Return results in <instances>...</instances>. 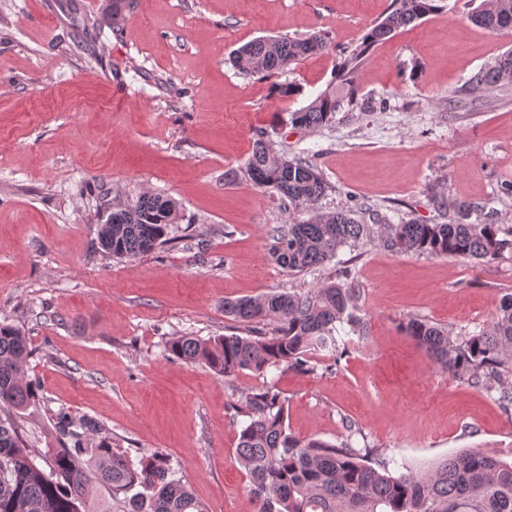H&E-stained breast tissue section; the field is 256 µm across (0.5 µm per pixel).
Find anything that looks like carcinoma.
Instances as JSON below:
<instances>
[{
  "label": "carcinoma",
  "instance_id": "1",
  "mask_svg": "<svg viewBox=\"0 0 512 512\" xmlns=\"http://www.w3.org/2000/svg\"><path fill=\"white\" fill-rule=\"evenodd\" d=\"M435 2L394 0L366 44L342 62L343 81L363 63L371 44L424 19ZM123 4L109 0L104 15L108 25H119ZM467 19L490 32L512 30V0H483ZM326 46L319 32L301 39L258 38L238 48L232 63L246 75L268 76ZM511 84L510 50L472 76L468 86L479 94ZM343 104L336 89H327L290 113V123L321 128ZM245 174L255 186L279 196L288 210L290 222L273 230L271 250L276 263L293 273L315 270L342 248L368 238L397 253L478 261L492 260L512 246V240L499 238L497 224L410 220L375 229L361 223L352 209L323 214L319 201L329 188L323 175L306 158L274 153L264 130L254 133ZM179 217L180 204L160 193L114 201L98 236L99 248L118 260L150 252L167 241L168 227ZM341 277L342 282L303 292L224 301V316L239 324L275 321L269 335L256 330L214 339L180 335L171 339L168 351L186 362H202L226 379L244 370H307L308 351H336L337 326L345 323L352 333H365L357 315L359 289L349 283L352 271L342 270ZM404 330L449 376L495 391L501 405L512 407V297L502 299L490 325L480 331L456 334L418 318L408 319ZM29 355L25 331L0 323V512H110L93 497L95 484L121 504L122 512H206L189 486L174 477L166 457L154 452L133 462L89 417L75 421L65 412L56 414L59 447L48 450L47 467H42L18 421L38 401L37 388L27 377ZM245 414L236 460L249 474L258 512H512V460L500 455L462 449L429 468L394 475L392 459L373 448L357 449L348 440L332 444L295 437L285 425V400L273 385L246 399Z\"/></svg>",
  "mask_w": 512,
  "mask_h": 512
}]
</instances>
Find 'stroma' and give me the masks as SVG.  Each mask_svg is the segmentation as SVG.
Masks as SVG:
<instances>
[{
    "label": "stroma",
    "instance_id": "stroma-1",
    "mask_svg": "<svg viewBox=\"0 0 512 512\" xmlns=\"http://www.w3.org/2000/svg\"><path fill=\"white\" fill-rule=\"evenodd\" d=\"M438 11L374 45L352 76V111L316 131L289 124L333 82L392 0H125L122 31L82 35L106 0H0V322L29 339L40 400L20 424L57 445L64 411L99 421L131 457L159 452L208 512H255L235 460L245 399L275 384L290 432L352 439L393 458L392 472L463 448L512 454V408L451 378L400 325L486 328L512 294V249L490 262L394 253L368 241L315 272L274 261L278 196L244 177L255 129L275 150L308 156L330 185L319 207L361 220L447 224L455 199L470 223L512 226V85L471 97L467 82L505 51L467 13ZM328 35V51L269 77L229 61L260 37ZM300 92L280 97L275 84ZM161 192L181 206L176 245L130 260L99 249L101 198ZM352 268L362 336L306 371L227 379L169 356L168 341L238 331L228 299L303 291Z\"/></svg>",
    "mask_w": 512,
    "mask_h": 512
}]
</instances>
